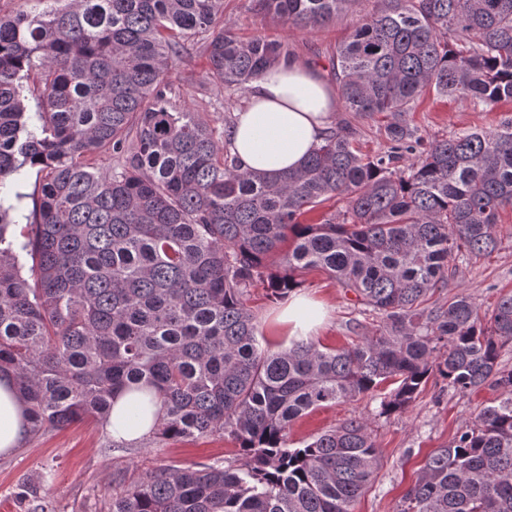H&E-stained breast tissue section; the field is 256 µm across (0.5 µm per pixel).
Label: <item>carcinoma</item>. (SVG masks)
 Wrapping results in <instances>:
<instances>
[{
	"instance_id": "cac0c4a2",
	"label": "carcinoma",
	"mask_w": 512,
	"mask_h": 512,
	"mask_svg": "<svg viewBox=\"0 0 512 512\" xmlns=\"http://www.w3.org/2000/svg\"><path fill=\"white\" fill-rule=\"evenodd\" d=\"M32 2L0 16V189L39 180L18 237L27 194L0 196V372L29 432L105 425L126 388L161 404L154 440L227 435L242 463L124 472L107 512H355L378 464L368 424L290 448L295 420L389 381L385 415L432 375L461 393L490 381L504 397L427 456L399 512H512V369L499 364L512 293L487 320L466 296L429 305L453 256L497 247L512 116L430 141L405 120L426 90L481 111L512 101V0H381L332 65L346 110L387 118L384 150L363 157L345 124L276 175L241 170L168 79L197 43L230 89L289 59L278 42L232 35L223 0ZM354 2L255 0L304 28ZM107 153L117 163L103 168ZM332 199L346 209L300 222ZM303 269L380 314L379 334L341 349L263 346L248 288L283 298Z\"/></svg>"
}]
</instances>
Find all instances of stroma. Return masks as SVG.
<instances>
[{
  "label": "stroma",
  "mask_w": 512,
  "mask_h": 512,
  "mask_svg": "<svg viewBox=\"0 0 512 512\" xmlns=\"http://www.w3.org/2000/svg\"><path fill=\"white\" fill-rule=\"evenodd\" d=\"M377 6L378 0H355L349 12L315 29L272 22L254 10L252 0H224V17L235 35L278 40L293 56L328 74L337 43L369 18ZM206 69V55L198 46L175 65L169 80L181 108L198 113L211 127L220 130L225 118L247 106L248 96L246 91H228L207 79ZM510 113L512 102L492 111L476 112L468 103L430 93L416 102L407 121L428 139L463 130H489ZM497 236L492 254L479 258L459 256L452 261L445 286L434 295L437 305H447L450 299L465 295L480 315L488 316L499 299L512 292V207L501 211ZM300 279V293L328 308L326 322L314 334L322 345L342 348L378 334L381 316L365 311L354 293L338 287L317 270L303 272ZM247 305L257 315L260 330L271 345L290 343L287 328L278 322L285 301L270 299L265 284L258 283L249 288ZM500 397V390L488 384L469 395H458L433 376L400 413L380 415L382 395L378 392L315 409L291 425L288 444L296 448L301 441L349 419H365L376 442L379 461L371 483L356 504V512H396L426 456L434 449L448 447L481 409L496 404ZM110 441L109 432L95 421L25 439L12 455L0 456V505H6L7 512H40L43 502L48 503L49 512H103L116 492L113 477L117 472L142 473L168 464L241 462L237 444L228 437L145 441L126 450L110 448ZM46 474L51 480L42 485L39 497L27 495V488L41 484Z\"/></svg>",
  "instance_id": "1"
}]
</instances>
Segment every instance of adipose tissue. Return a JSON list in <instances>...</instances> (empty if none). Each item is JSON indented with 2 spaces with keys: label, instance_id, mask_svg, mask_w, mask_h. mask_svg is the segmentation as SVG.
<instances>
[{
  "label": "adipose tissue",
  "instance_id": "obj_1",
  "mask_svg": "<svg viewBox=\"0 0 512 512\" xmlns=\"http://www.w3.org/2000/svg\"><path fill=\"white\" fill-rule=\"evenodd\" d=\"M249 104L237 112L228 131L230 152L240 169L278 174L300 168L311 150L331 130L339 99L335 85L316 67L291 59L269 68L252 82ZM325 318L319 302L293 296L281 315L290 334L315 332ZM137 397L123 390L116 394L107 430L113 440L137 442L152 431V406L141 407L138 421L130 412ZM28 430L25 407L18 399L13 380L0 375V455L13 453Z\"/></svg>",
  "mask_w": 512,
  "mask_h": 512
}]
</instances>
